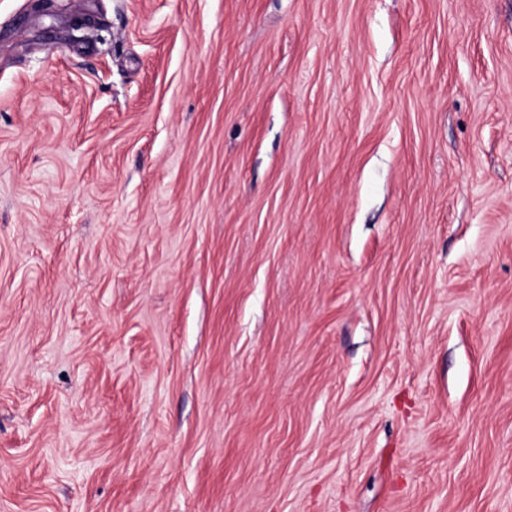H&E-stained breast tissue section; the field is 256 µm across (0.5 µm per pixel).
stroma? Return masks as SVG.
I'll return each instance as SVG.
<instances>
[{
    "label": "stroma",
    "mask_w": 512,
    "mask_h": 512,
    "mask_svg": "<svg viewBox=\"0 0 512 512\" xmlns=\"http://www.w3.org/2000/svg\"><path fill=\"white\" fill-rule=\"evenodd\" d=\"M0 512H512V0H0Z\"/></svg>",
    "instance_id": "stroma-1"
}]
</instances>
